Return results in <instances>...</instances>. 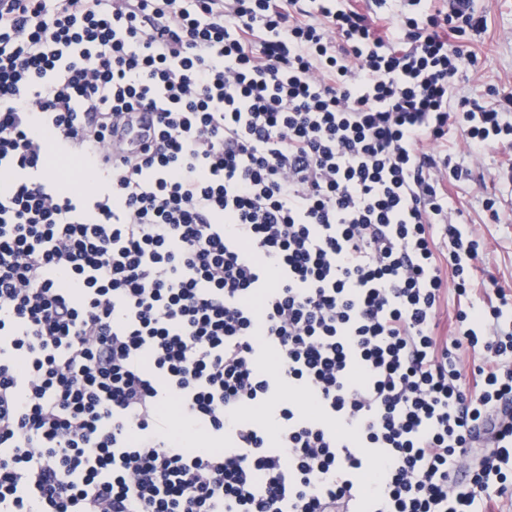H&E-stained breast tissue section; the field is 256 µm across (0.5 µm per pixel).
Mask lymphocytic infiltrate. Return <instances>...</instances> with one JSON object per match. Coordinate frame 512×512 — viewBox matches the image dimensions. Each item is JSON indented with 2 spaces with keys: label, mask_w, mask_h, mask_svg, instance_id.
I'll list each match as a JSON object with an SVG mask.
<instances>
[{
  "label": "lymphocytic infiltrate",
  "mask_w": 512,
  "mask_h": 512,
  "mask_svg": "<svg viewBox=\"0 0 512 512\" xmlns=\"http://www.w3.org/2000/svg\"><path fill=\"white\" fill-rule=\"evenodd\" d=\"M485 29L469 0H0V512L512 495V301L435 334L481 247L448 138L512 143L511 95L457 94ZM456 309L457 297L453 291L448 292V307L444 304L437 316L439 336H454L453 334H457V325L454 319Z\"/></svg>",
  "instance_id": "obj_1"
}]
</instances>
